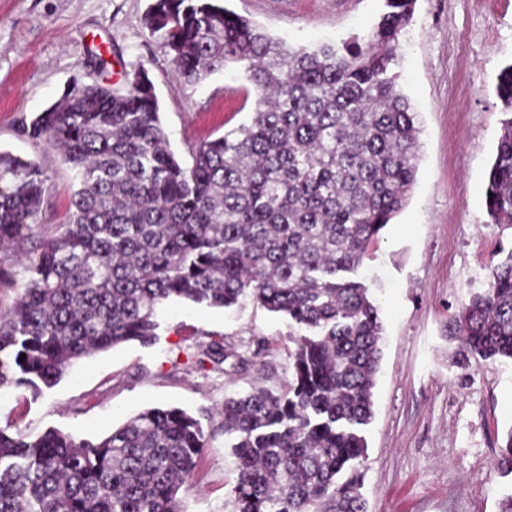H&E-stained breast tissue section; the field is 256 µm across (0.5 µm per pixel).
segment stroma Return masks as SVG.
<instances>
[{"label":"stroma","instance_id":"obj_1","mask_svg":"<svg viewBox=\"0 0 512 512\" xmlns=\"http://www.w3.org/2000/svg\"><path fill=\"white\" fill-rule=\"evenodd\" d=\"M149 0H0V149L38 161L50 177L46 221L63 224L72 173L18 122L73 83L145 67L170 146L191 147L249 123L254 108L238 67L190 84L174 72L161 37L143 24ZM228 9L293 47L338 44L367 33L384 0H225ZM401 85L419 117L416 182L362 271L383 322L375 416L363 429L361 467L371 512H499L512 476L494 459L512 428V363L456 362L444 328L483 291L512 253V227L490 223L484 192L498 138L494 80L512 64V0H417L397 51ZM107 61L99 75L96 58ZM156 344L119 345L81 361L39 397L0 395V426L36 436L50 429L94 440L147 407H179L210 436L186 512H232L235 458L216 413L225 397L288 380V322L245 299L229 309L175 301L159 310ZM250 359L246 368L196 370L190 354L211 343Z\"/></svg>","mask_w":512,"mask_h":512}]
</instances>
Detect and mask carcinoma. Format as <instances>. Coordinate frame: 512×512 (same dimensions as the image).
<instances>
[{
    "label": "carcinoma",
    "mask_w": 512,
    "mask_h": 512,
    "mask_svg": "<svg viewBox=\"0 0 512 512\" xmlns=\"http://www.w3.org/2000/svg\"><path fill=\"white\" fill-rule=\"evenodd\" d=\"M416 0H385L365 36L296 50L223 0H150L143 23L178 76L233 63L256 93L251 121L169 147L148 71L123 91L74 83L21 123L73 175L66 224H47L48 175L0 150V392L38 397L80 360L149 346L172 300L227 308L243 297L288 318L287 390L255 388L218 410L236 457L234 512H369L360 460L382 325L355 278L403 209L418 162L416 112L392 72ZM503 120L485 193L512 226V65L497 76ZM457 363L512 361V253L446 325ZM26 355L20 360V355ZM249 359L213 343L199 370ZM207 445L199 419L149 407L111 434L78 440L0 426V512H184ZM495 468L512 475V429Z\"/></svg>",
    "instance_id": "obj_1"
}]
</instances>
